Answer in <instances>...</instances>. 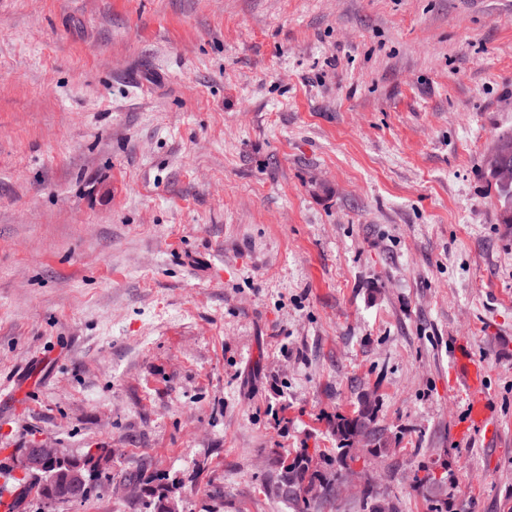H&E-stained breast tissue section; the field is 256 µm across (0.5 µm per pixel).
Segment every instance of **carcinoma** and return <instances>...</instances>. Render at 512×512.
I'll return each mask as SVG.
<instances>
[{
    "label": "carcinoma",
    "instance_id": "carcinoma-1",
    "mask_svg": "<svg viewBox=\"0 0 512 512\" xmlns=\"http://www.w3.org/2000/svg\"><path fill=\"white\" fill-rule=\"evenodd\" d=\"M499 202L500 223L512 224V185L495 184ZM376 407L368 400L361 401L350 416L336 419V454L330 457L313 456L307 449L278 454L264 481L265 495L293 512H315L319 503L337 493L336 487L360 458L379 459L390 451L389 438L375 426ZM366 435V447L354 452L353 443L357 435ZM100 459L92 452L80 458H63L45 462L35 487L42 500H47L57 489L60 476L73 469L89 472V482L96 480L95 467ZM417 489L430 503V512H448V488L431 474L416 479ZM143 496L149 512H169V490L162 485L142 482ZM384 495L381 488L368 485L360 500L361 512H378L377 502Z\"/></svg>",
    "mask_w": 512,
    "mask_h": 512
}]
</instances>
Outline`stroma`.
Wrapping results in <instances>:
<instances>
[{"label":"stroma","instance_id":"35a3bbf8","mask_svg":"<svg viewBox=\"0 0 512 512\" xmlns=\"http://www.w3.org/2000/svg\"><path fill=\"white\" fill-rule=\"evenodd\" d=\"M512 0H0V479L12 512H290L278 453L359 465L399 512L512 506ZM496 434L458 439L457 344ZM104 457L49 506L15 460ZM486 170L493 176L499 202L500 221L512 224V156L506 143H499L492 147L485 161ZM509 186L508 188L501 186ZM511 185V186H510ZM376 407L362 400L350 416L336 419V454L330 457L310 455L305 448L278 454L264 481L265 495L283 503L292 512H314L319 503L337 493L336 487L360 455L352 448L358 434L366 435V448H358L362 457L379 459L392 449L389 438L375 426ZM357 472L354 469L347 473ZM417 489L430 503V512H448V488L430 473L416 478ZM143 486V497H146L147 512H170L169 490L162 485H152V481H139Z\"/></svg>","mask_w":512,"mask_h":512}]
</instances>
